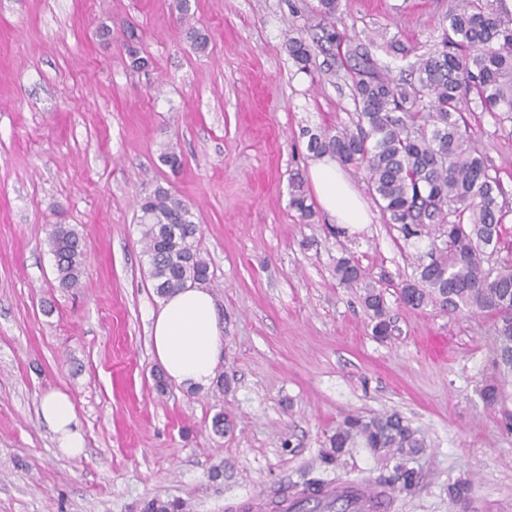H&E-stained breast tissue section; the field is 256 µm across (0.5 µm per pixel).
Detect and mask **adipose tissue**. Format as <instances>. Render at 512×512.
<instances>
[{"mask_svg": "<svg viewBox=\"0 0 512 512\" xmlns=\"http://www.w3.org/2000/svg\"><path fill=\"white\" fill-rule=\"evenodd\" d=\"M310 179L321 207L337 223H368L366 207L334 159L316 158ZM150 339L153 352L167 379L177 385L204 389L211 385L224 354V336L211 292L189 286L167 296L152 316ZM42 420L56 435L59 450L76 457L84 451V438L70 397L52 391L39 405Z\"/></svg>", "mask_w": 512, "mask_h": 512, "instance_id": "adipose-tissue-1", "label": "adipose tissue"}]
</instances>
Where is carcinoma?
I'll return each instance as SVG.
<instances>
[{
    "label": "carcinoma",
    "mask_w": 512,
    "mask_h": 512,
    "mask_svg": "<svg viewBox=\"0 0 512 512\" xmlns=\"http://www.w3.org/2000/svg\"><path fill=\"white\" fill-rule=\"evenodd\" d=\"M339 0H318L317 29L288 31L286 49L307 73L319 53L330 56L323 75L340 69L350 79L352 125L309 134L314 155L329 154L366 174L388 223L406 241L429 239L414 278L398 285L400 301L413 309L439 306L451 314L486 313L493 320L487 372L477 387L489 409L512 429V259L484 267L486 250L503 241L508 189L487 157L472 145L465 113L479 108L512 119V10L505 0H461L448 10L440 47L422 53L393 41L386 51L408 64L395 78L379 63L375 42L341 36ZM148 275L163 298L207 275L197 250L198 224L191 207L157 186L138 200ZM59 286L82 287L84 251L78 233L55 225L47 239ZM340 283H364L362 301L372 334L393 336L394 321L381 291L364 282L349 257L336 263ZM334 452L361 444L408 456L422 447L418 430L398 413L347 415L330 439Z\"/></svg>",
    "instance_id": "cac0c4a2"
}]
</instances>
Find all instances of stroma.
Listing matches in <instances>:
<instances>
[{"label":"stroma","instance_id":"35a3bbf8","mask_svg":"<svg viewBox=\"0 0 512 512\" xmlns=\"http://www.w3.org/2000/svg\"><path fill=\"white\" fill-rule=\"evenodd\" d=\"M316 0H0V512H233L250 496L309 480L379 482L384 452L333 455L350 413H399L423 446L391 512H512V431L476 392L492 320L403 305L408 246L362 175L344 173L369 223L337 224L306 196L305 130L350 125L344 73L298 72L289 25ZM454 0H341L340 32L434 48ZM206 31L195 52L188 28ZM135 33L148 67L129 65ZM389 61V60H388ZM479 148L512 186V121L467 113ZM172 148L180 169L159 156ZM192 208L224 329L213 383L157 392L149 340L160 299L146 269L136 201L155 186ZM75 227L83 286L59 288L46 239ZM351 256L384 293L393 336L376 339L363 292L340 284ZM69 394L84 455L59 452L42 396ZM223 415L224 433L212 421ZM471 484L454 502L449 484Z\"/></svg>","mask_w":512,"mask_h":512}]
</instances>
